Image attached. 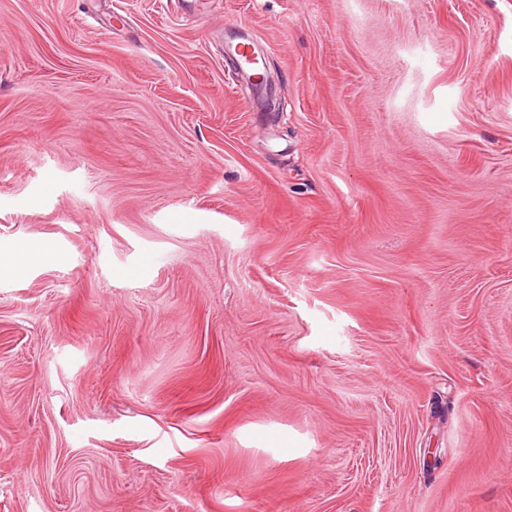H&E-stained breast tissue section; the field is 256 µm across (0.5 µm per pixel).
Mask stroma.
I'll return each instance as SVG.
<instances>
[{"label": "stroma", "instance_id": "stroma-1", "mask_svg": "<svg viewBox=\"0 0 512 512\" xmlns=\"http://www.w3.org/2000/svg\"><path fill=\"white\" fill-rule=\"evenodd\" d=\"M0 242V512H512V0H0ZM29 259L25 253L18 251L7 243H0V274L20 273L25 269Z\"/></svg>", "mask_w": 512, "mask_h": 512}]
</instances>
